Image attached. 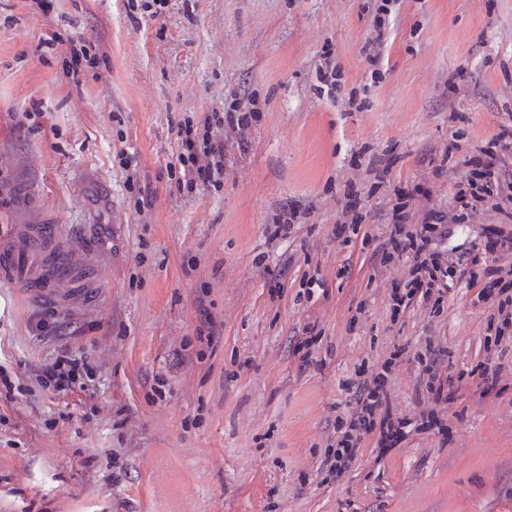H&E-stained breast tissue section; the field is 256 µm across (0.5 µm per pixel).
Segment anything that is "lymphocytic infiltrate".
Returning a JSON list of instances; mask_svg holds the SVG:
<instances>
[{
  "instance_id": "1",
  "label": "lymphocytic infiltrate",
  "mask_w": 512,
  "mask_h": 512,
  "mask_svg": "<svg viewBox=\"0 0 512 512\" xmlns=\"http://www.w3.org/2000/svg\"><path fill=\"white\" fill-rule=\"evenodd\" d=\"M223 124V118L214 113L205 116L201 124L187 122L179 127L182 151L177 160L187 184L216 183L223 178L224 139L216 133ZM506 200L497 162L492 159L476 162L474 169L456 184L447 209L432 206L430 193H423L420 223H410L403 207L394 206L392 247L405 255L412 267L410 278L397 295L398 302L409 304L417 299L440 302L449 289V279L461 264L460 259L432 250L431 243L440 225L467 219L485 204L504 209ZM91 373L92 367L85 357L64 348L36 375L35 383L41 389L65 395L83 389ZM405 426V421L396 417L389 407L384 376L363 380L358 385L355 407L349 416L338 421L342 434L336 442L333 467L339 472L348 469L364 436L375 430L380 433L379 448L389 452L403 438Z\"/></svg>"
}]
</instances>
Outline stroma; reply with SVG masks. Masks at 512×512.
<instances>
[{"label": "stroma", "mask_w": 512, "mask_h": 512, "mask_svg": "<svg viewBox=\"0 0 512 512\" xmlns=\"http://www.w3.org/2000/svg\"><path fill=\"white\" fill-rule=\"evenodd\" d=\"M76 36L97 66L74 82ZM237 102L255 109L241 133ZM211 112L224 179L181 186L179 126ZM510 124L512 0H170L156 17L127 0H56L47 15L0 0V235L58 225L95 280L69 302L0 283L8 373L27 383L63 348L94 368L85 392L0 397V512H512V341L478 296L512 264L484 249L512 217L448 225L439 250L483 255L476 285L455 282L436 309L396 306L409 266L379 257L395 188L447 205ZM350 188L363 222L345 243ZM289 209L299 224L273 237ZM430 344L447 352L444 435L421 427ZM398 347L386 391L405 439L382 456L368 435L332 474L360 373Z\"/></svg>", "instance_id": "35a3bbf8"}]
</instances>
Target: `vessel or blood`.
Here are the masks:
<instances>
[{
    "instance_id": "1",
    "label": "vessel or blood",
    "mask_w": 512,
    "mask_h": 512,
    "mask_svg": "<svg viewBox=\"0 0 512 512\" xmlns=\"http://www.w3.org/2000/svg\"><path fill=\"white\" fill-rule=\"evenodd\" d=\"M21 281L28 293L52 297L58 284L73 285V296L92 284L90 268L69 258L54 224H19L13 234L0 237V282Z\"/></svg>"
}]
</instances>
